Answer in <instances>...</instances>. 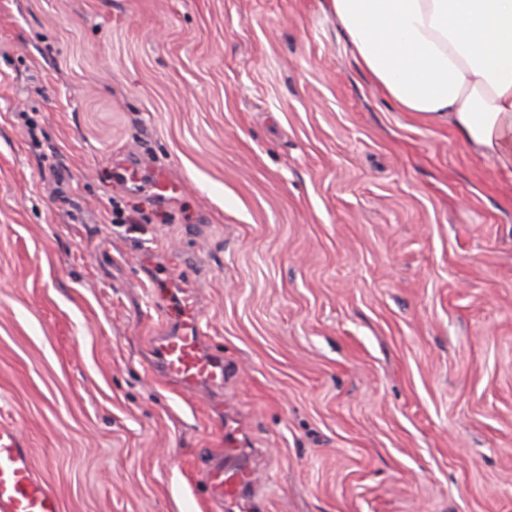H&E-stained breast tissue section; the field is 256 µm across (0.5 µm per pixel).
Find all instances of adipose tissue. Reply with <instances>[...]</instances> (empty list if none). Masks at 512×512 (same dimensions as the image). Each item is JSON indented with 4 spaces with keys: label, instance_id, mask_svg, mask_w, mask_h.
<instances>
[{
    "label": "adipose tissue",
    "instance_id": "adipose-tissue-1",
    "mask_svg": "<svg viewBox=\"0 0 512 512\" xmlns=\"http://www.w3.org/2000/svg\"><path fill=\"white\" fill-rule=\"evenodd\" d=\"M331 9L400 110L448 122L512 178V0H331Z\"/></svg>",
    "mask_w": 512,
    "mask_h": 512
}]
</instances>
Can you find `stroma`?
Here are the masks:
<instances>
[{"mask_svg": "<svg viewBox=\"0 0 512 512\" xmlns=\"http://www.w3.org/2000/svg\"><path fill=\"white\" fill-rule=\"evenodd\" d=\"M179 286L227 391L150 371ZM227 414L263 512H512V180L329 0H0V423L61 512H207Z\"/></svg>", "mask_w": 512, "mask_h": 512, "instance_id": "stroma-1", "label": "stroma"}]
</instances>
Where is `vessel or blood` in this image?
Listing matches in <instances>:
<instances>
[{"label":"vessel or blood","mask_w":512,"mask_h":512,"mask_svg":"<svg viewBox=\"0 0 512 512\" xmlns=\"http://www.w3.org/2000/svg\"><path fill=\"white\" fill-rule=\"evenodd\" d=\"M169 327L151 340L154 369L186 390H216L234 371L223 353L206 346V327L191 295L171 302ZM235 431L224 428V450L205 473L211 512H249L256 493L250 468L238 463ZM0 512H61L58 496L34 468L31 450L14 426L0 424Z\"/></svg>","instance_id":"vessel-or-blood-1"}]
</instances>
